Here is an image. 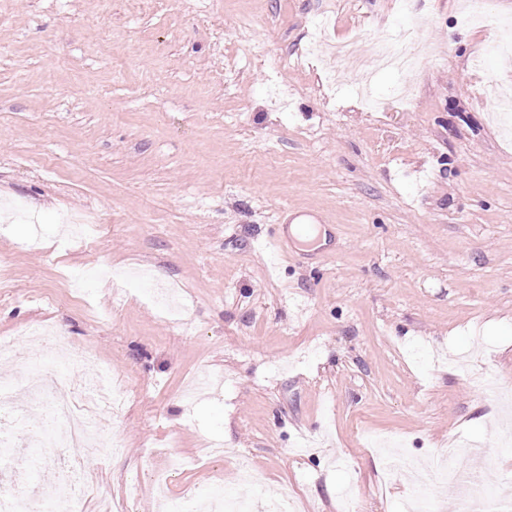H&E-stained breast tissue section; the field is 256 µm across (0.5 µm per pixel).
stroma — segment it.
Here are the masks:
<instances>
[{"label": "stroma", "mask_w": 512, "mask_h": 512, "mask_svg": "<svg viewBox=\"0 0 512 512\" xmlns=\"http://www.w3.org/2000/svg\"><path fill=\"white\" fill-rule=\"evenodd\" d=\"M466 2L409 0L428 49L374 73L370 110L363 71L307 47L328 16L369 56L408 23L396 0H0V379L42 324L89 354L75 383L108 363L128 398L80 461L83 512L285 492L339 512L345 491L401 512L404 461L375 437L422 460L476 442L512 489V425L455 366L512 388V111L486 93L512 90V0L479 25ZM298 211L326 244L275 251ZM74 218L93 246L63 239Z\"/></svg>", "instance_id": "obj_1"}]
</instances>
